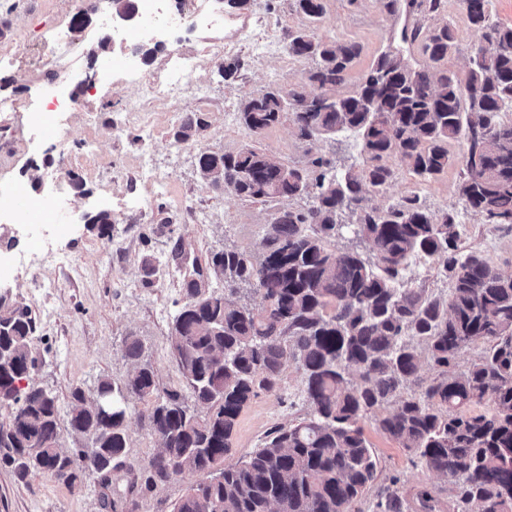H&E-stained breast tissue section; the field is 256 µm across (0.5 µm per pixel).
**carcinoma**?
<instances>
[{"label": "carcinoma", "instance_id": "obj_1", "mask_svg": "<svg viewBox=\"0 0 512 512\" xmlns=\"http://www.w3.org/2000/svg\"><path fill=\"white\" fill-rule=\"evenodd\" d=\"M466 17L487 44L470 56L462 95L457 74L416 68L402 53L383 52L355 89L336 87L361 54L356 42L324 41L307 30L288 35L291 56L314 59L301 89L290 97L315 100L288 110L276 89L240 105V120L255 134L289 122L304 141L352 131L361 142L363 165L341 171L316 157L298 169L255 146L235 153L201 150L197 167L214 186L236 196L283 206L280 223L267 224L260 259L233 248L212 253V276H191L173 317L170 349L187 393L159 391L153 367L143 361L138 338H126L131 363L124 383L103 379L98 393H112V421L98 418L95 404L76 387L66 415L51 392L30 381L37 369V331L30 306L0 307V398L8 399L0 423V466L24 482L43 473L73 491L92 477L104 490L103 507L118 512L124 501L109 497L110 463L127 448L129 402L153 399L147 414L162 450L145 466L129 492H151L187 472L202 479L190 486L172 512H361L358 503L377 479V461L364 436L373 417L428 471L448 480L453 512H512V276L483 255L463 253L453 210H429L417 195L397 203L368 204L396 176L389 164L431 180L457 163L465 207L485 224L512 228V25L494 19L489 0H464ZM313 22L324 0H295ZM443 0H409L400 41L421 44L437 64L457 50L447 24L423 30L420 19L439 13ZM207 123L194 113L174 132L187 143ZM460 145L449 153L448 144ZM307 197L294 208L287 201ZM347 212L351 224L339 222ZM87 223L112 241V215L98 212ZM368 243L373 257L356 248L336 250L343 233ZM444 260L446 294L405 280L411 258ZM247 288L257 304L239 296ZM482 346L481 356L457 372L458 353ZM303 377L309 416L280 426L264 446L234 460L233 435L242 410L261 393L281 389L285 361ZM432 374H423V363ZM396 408L389 412L387 408ZM84 444L60 446V428ZM428 490L411 502L396 482L379 490L374 512H438Z\"/></svg>", "mask_w": 512, "mask_h": 512}]
</instances>
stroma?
I'll return each mask as SVG.
<instances>
[{
  "instance_id": "35a3bbf8",
  "label": "stroma",
  "mask_w": 512,
  "mask_h": 512,
  "mask_svg": "<svg viewBox=\"0 0 512 512\" xmlns=\"http://www.w3.org/2000/svg\"><path fill=\"white\" fill-rule=\"evenodd\" d=\"M83 5L84 0H26L13 11L0 6V77L11 81L8 88H0V188L19 187L33 198L60 193L67 198L63 226L0 223V234L16 241L14 247L0 251L12 262L10 275L0 282V295L9 294L11 302L30 305L35 313L39 366L32 380L56 396L62 408L67 407L73 388H81L92 399L101 379L122 385L130 369L123 355L124 341L131 335L141 340L159 389L184 390L167 342L182 300V281L189 272L175 250L185 249L202 267L212 252L228 246L260 255L268 211L265 204L238 198L205 181L196 166L197 152L228 153L253 145L301 167L323 156L337 168H359L360 140L354 133L308 142L285 123L258 135L239 122L237 112L246 97L266 87L285 95L302 84L313 62L288 54L289 33L309 27L319 39L361 45L362 53L342 87L347 93L372 61L393 47V32L404 21L403 16L384 12L378 0H325V14L315 24L296 10L295 0H250L243 10L229 8L222 0L218 11L245 21L246 38L230 48L220 33L192 30L172 36L150 63L141 65V72H152L177 48L197 55L200 64L190 76L189 88L176 97L156 100L140 118L130 115L143 97L138 83L97 86L81 112L55 116L49 109L30 107V100L41 92L34 70L46 59L47 28L58 13L72 14ZM108 21V15L94 13L82 32L70 33L77 61L71 85L85 78L87 62L96 54L100 30ZM445 23L455 29L458 49L440 66L465 73L481 34L469 25L460 0H446L441 14L423 21L427 28ZM229 59L240 60L242 66L227 81L218 67ZM193 112L205 115L207 127L189 143H175L174 129ZM49 121L56 123L58 138L38 135V127ZM147 126L153 128V137L145 136ZM62 148L74 158L72 171L82 178L83 190H76L71 180H57L54 164ZM145 153L163 174L162 182L138 177L139 159ZM34 167L41 177L37 185L28 177ZM459 179L456 167L428 183L403 171L385 199L393 202L415 193L431 210H455L462 248L481 253L500 272L512 275V230L483 223L465 210L457 193ZM103 210L111 213L114 224L108 242L99 239L84 219L85 214ZM147 258L157 270L150 280L142 270ZM149 406L146 400L131 403L125 464L112 473L113 497H126L130 482L160 450L158 439L140 418ZM309 412L302 376L294 363H286L281 397L259 395L238 417L235 458L262 447L272 428L298 421ZM364 429L378 462V483H396L410 500L426 488L440 503H448L446 479L413 463L373 420H365ZM0 512L103 510L95 483L74 492L42 475L20 482L10 469L0 467Z\"/></svg>"
}]
</instances>
